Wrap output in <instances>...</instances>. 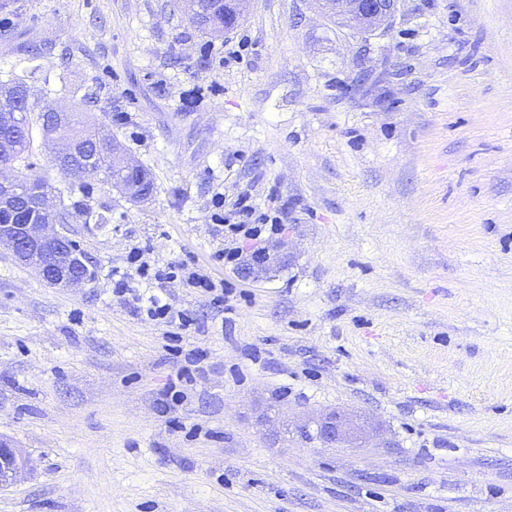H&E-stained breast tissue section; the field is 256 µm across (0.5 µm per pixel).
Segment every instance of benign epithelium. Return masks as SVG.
<instances>
[{
    "label": "benign epithelium",
    "mask_w": 512,
    "mask_h": 512,
    "mask_svg": "<svg viewBox=\"0 0 512 512\" xmlns=\"http://www.w3.org/2000/svg\"><path fill=\"white\" fill-rule=\"evenodd\" d=\"M321 12L342 26L363 35L373 36L388 30L398 12L400 0H316ZM224 26L213 20V11H204L196 0H187L186 7L195 27L204 26L212 31H231L238 27L249 9V0H220ZM61 144L54 154V160L65 170H72L83 162L77 142L69 137L53 136ZM112 149L121 156L123 175L112 179V186L120 189L126 197L135 202L150 198L144 188L145 179L140 166L127 156L121 148L112 143ZM16 194L15 179H0V248L8 249L21 263L34 268L42 281L53 288H82L89 282L85 274L87 262L79 253L75 241L65 225L54 221L60 213V205L48 195L36 197L32 212L39 220H16L5 218L4 209ZM297 431L304 438L315 437L321 448H337L363 441L376 434L378 428L367 417L353 418L350 415L330 410L316 417L302 421ZM24 457L8 444L0 441V486L15 478L25 468Z\"/></svg>",
    "instance_id": "7a95c632"
}]
</instances>
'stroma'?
<instances>
[{
	"label": "stroma",
	"mask_w": 512,
	"mask_h": 512,
	"mask_svg": "<svg viewBox=\"0 0 512 512\" xmlns=\"http://www.w3.org/2000/svg\"><path fill=\"white\" fill-rule=\"evenodd\" d=\"M33 67L155 191L65 179L33 136L29 174L109 222L70 226L82 288L0 248V440L30 461L0 512H512V0H401L367 38L314 0L218 37L174 0H14L0 82ZM244 190L287 207L257 275L214 259L213 197ZM137 247L228 308L169 281L197 323L168 338L112 292ZM334 408L380 436L300 439ZM127 262L131 268L135 269L139 280H154L157 282V288H160L158 286L165 280L180 278L189 287L213 295L211 303L214 305H225L224 284L221 283L220 288H218L216 283L201 268H189L183 263H169L164 269H156L153 273H150L151 265L143 261V254L140 249L131 251ZM139 280L137 281L139 282ZM218 290H220V293H217Z\"/></svg>",
	"instance_id": "obj_1"
}]
</instances>
